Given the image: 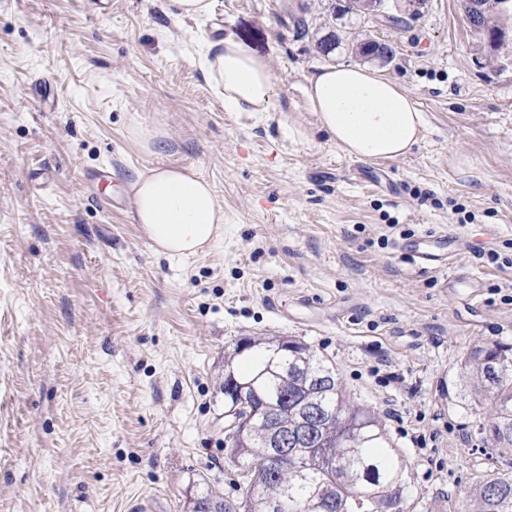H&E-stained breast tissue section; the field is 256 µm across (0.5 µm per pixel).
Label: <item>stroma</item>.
<instances>
[{
	"label": "stroma",
	"mask_w": 512,
	"mask_h": 512,
	"mask_svg": "<svg viewBox=\"0 0 512 512\" xmlns=\"http://www.w3.org/2000/svg\"><path fill=\"white\" fill-rule=\"evenodd\" d=\"M396 2L397 25L341 0H214L197 21L169 0H0V512L245 498L224 359L281 337L378 415L402 512H470L502 470L459 363L512 343V58L479 64L458 0ZM228 33L268 59L276 111H229L208 83L198 52ZM357 34L393 46L378 69L422 114L405 157H350L307 108L306 74L358 64ZM136 122L165 139L144 150ZM157 165L211 183L224 231L204 252L157 254L135 223ZM442 229L478 297L398 249Z\"/></svg>",
	"instance_id": "obj_1"
}]
</instances>
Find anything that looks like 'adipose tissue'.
Instances as JSON below:
<instances>
[{
  "instance_id": "adipose-tissue-1",
  "label": "adipose tissue",
  "mask_w": 512,
  "mask_h": 512,
  "mask_svg": "<svg viewBox=\"0 0 512 512\" xmlns=\"http://www.w3.org/2000/svg\"><path fill=\"white\" fill-rule=\"evenodd\" d=\"M201 67L224 104L240 112H268L275 96L269 61L234 35L211 42ZM304 92L321 129L349 155L391 160L421 137L422 116L412 96L381 72L362 65H322ZM132 211L157 253L189 257L218 236L224 210L209 182L183 167H157L132 186Z\"/></svg>"
}]
</instances>
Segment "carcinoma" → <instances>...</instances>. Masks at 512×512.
I'll list each match as a JSON object with an SVG mask.
<instances>
[{
    "label": "carcinoma",
    "instance_id": "obj_1",
    "mask_svg": "<svg viewBox=\"0 0 512 512\" xmlns=\"http://www.w3.org/2000/svg\"><path fill=\"white\" fill-rule=\"evenodd\" d=\"M488 17L473 30L482 40L484 58L501 60L509 46L512 0H486ZM467 393L475 396V414L485 425L483 442L490 454H512V344L482 342L460 364ZM274 402L270 414L290 437L302 433L303 408L324 409L335 417L323 422L321 443L306 449L300 465L274 468L263 455L269 421L248 416L242 433L231 435L230 458L241 464L249 491L240 502L218 501V512H267L271 502L280 512H400L407 476L387 446L380 421L346 398L334 372L306 345L249 343L244 364L226 365L224 400L230 387ZM476 512H512V472L474 487Z\"/></svg>",
    "mask_w": 512,
    "mask_h": 512
}]
</instances>
